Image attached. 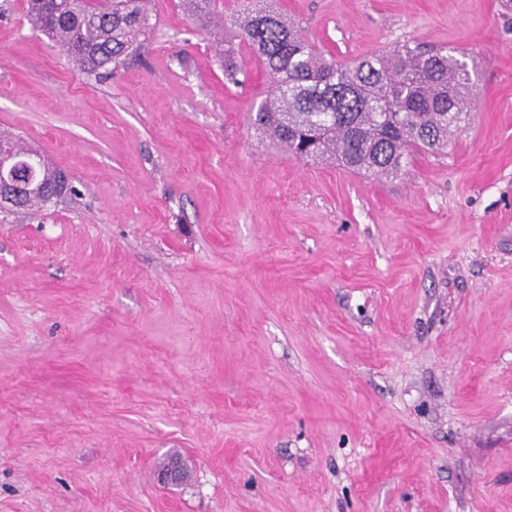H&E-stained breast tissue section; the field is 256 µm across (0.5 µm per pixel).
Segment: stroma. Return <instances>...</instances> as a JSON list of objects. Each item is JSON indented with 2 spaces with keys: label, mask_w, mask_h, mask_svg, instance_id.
Returning a JSON list of instances; mask_svg holds the SVG:
<instances>
[{
  "label": "stroma",
  "mask_w": 512,
  "mask_h": 512,
  "mask_svg": "<svg viewBox=\"0 0 512 512\" xmlns=\"http://www.w3.org/2000/svg\"><path fill=\"white\" fill-rule=\"evenodd\" d=\"M248 2L153 0L88 77L0 0V133L76 189L0 212V512H512V0H277L343 63H476L388 181L248 128Z\"/></svg>",
  "instance_id": "35a3bbf8"
}]
</instances>
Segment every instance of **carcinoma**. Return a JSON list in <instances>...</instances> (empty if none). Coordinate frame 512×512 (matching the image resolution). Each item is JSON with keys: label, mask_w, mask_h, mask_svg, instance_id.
I'll use <instances>...</instances> for the list:
<instances>
[{"label": "carcinoma", "mask_w": 512, "mask_h": 512, "mask_svg": "<svg viewBox=\"0 0 512 512\" xmlns=\"http://www.w3.org/2000/svg\"><path fill=\"white\" fill-rule=\"evenodd\" d=\"M26 17L90 75L137 52L153 29L151 0H26ZM235 29L273 82L250 106L248 124L292 157L396 178L408 157L444 148L469 120L477 69L440 49L405 44L343 64L274 0H254ZM35 170L42 191L22 194L7 210H36L70 191L43 157Z\"/></svg>", "instance_id": "1"}]
</instances>
